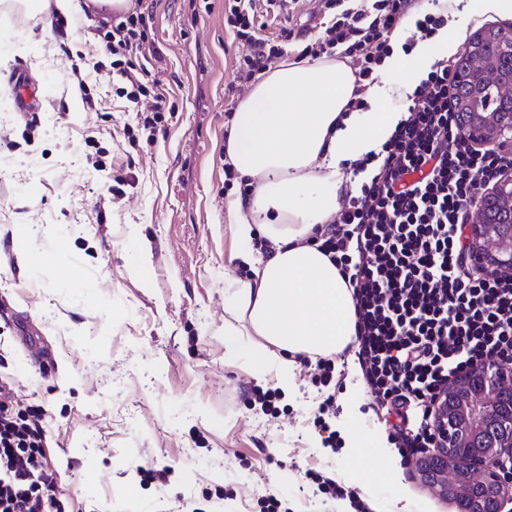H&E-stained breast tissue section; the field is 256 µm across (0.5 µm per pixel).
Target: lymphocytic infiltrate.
I'll return each mask as SVG.
<instances>
[{
  "label": "lymphocytic infiltrate",
  "mask_w": 512,
  "mask_h": 512,
  "mask_svg": "<svg viewBox=\"0 0 512 512\" xmlns=\"http://www.w3.org/2000/svg\"><path fill=\"white\" fill-rule=\"evenodd\" d=\"M259 0H224L226 23L252 52L237 68L251 82L284 48L266 32ZM416 0H328L302 50L320 59L344 47L356 81L368 86L394 51L411 54L447 16L416 10ZM411 28H404V20ZM117 96L137 104L138 127L161 123L166 98L144 79L145 15L112 16L103 35ZM454 74L434 61L380 150L353 161L356 194H345L335 220L312 240L352 290L364 384L386 416L402 455L434 445L439 399L451 377L486 363L512 365V274L479 262L466 234L468 209L512 156L466 144L451 108ZM42 414L16 408L0 381V512H54Z\"/></svg>",
  "instance_id": "obj_1"
}]
</instances>
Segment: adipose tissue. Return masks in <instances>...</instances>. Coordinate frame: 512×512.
Wrapping results in <instances>:
<instances>
[{
    "label": "adipose tissue",
    "mask_w": 512,
    "mask_h": 512,
    "mask_svg": "<svg viewBox=\"0 0 512 512\" xmlns=\"http://www.w3.org/2000/svg\"><path fill=\"white\" fill-rule=\"evenodd\" d=\"M456 50L454 39L393 62L386 83L412 93L423 64ZM356 77L334 58L282 62L257 74L238 101L227 159L253 187L248 204L228 214L249 280L227 284L224 353L256 370L277 367L289 384L298 356L331 357L355 341L353 298L338 268L309 239L332 223L343 189V163L373 150L393 132L398 113L384 107L348 112ZM271 241L272 258L254 255Z\"/></svg>",
    "instance_id": "obj_1"
}]
</instances>
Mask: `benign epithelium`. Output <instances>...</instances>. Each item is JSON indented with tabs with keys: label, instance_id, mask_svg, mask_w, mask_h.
<instances>
[{
	"label": "benign epithelium",
	"instance_id": "7a95c632",
	"mask_svg": "<svg viewBox=\"0 0 512 512\" xmlns=\"http://www.w3.org/2000/svg\"><path fill=\"white\" fill-rule=\"evenodd\" d=\"M473 90L463 113L462 130L473 145L498 142L512 133V69L500 74L499 94L507 97V111L491 112L484 99L491 93L480 84L476 64H456L451 101L458 109L466 82ZM478 256L497 272L512 270V171L506 170L482 193L472 220ZM512 390V374L486 364L458 374L440 397L435 428L436 447L421 463L429 483L440 494L463 504L485 489L495 495L496 512L512 503V479L500 463L512 456V406L504 407L501 393Z\"/></svg>",
	"mask_w": 512,
	"mask_h": 512
}]
</instances>
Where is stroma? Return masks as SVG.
I'll return each instance as SVG.
<instances>
[{"label":"stroma","mask_w":512,"mask_h":512,"mask_svg":"<svg viewBox=\"0 0 512 512\" xmlns=\"http://www.w3.org/2000/svg\"><path fill=\"white\" fill-rule=\"evenodd\" d=\"M326 0H299L268 30L292 35L299 57ZM151 73L172 105L153 136L113 89L99 15L60 12L39 0H0V377L20 408L45 411L46 452L58 512H457L422 478L415 457L391 450L364 468L374 492L344 475L345 443L328 448L313 424L322 400L314 361L300 358L292 391L276 370L250 371L224 355L225 285L251 272L227 204L225 147L246 85L236 67L250 48L224 24V0H144ZM464 55L494 14L448 7ZM91 64L87 97L74 95L78 61ZM45 90L39 111H18L12 77ZM37 251L30 269L18 252ZM330 422L388 431L363 390L353 350L335 356ZM279 391L263 413L253 388ZM164 471L146 480L142 469ZM343 486L323 493L309 471Z\"/></svg>","instance_id":"stroma-1"}]
</instances>
